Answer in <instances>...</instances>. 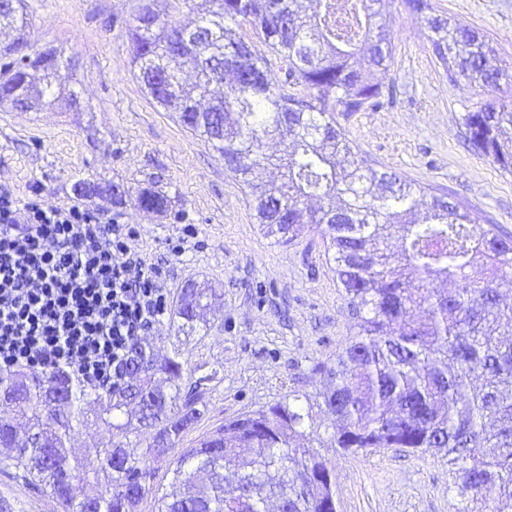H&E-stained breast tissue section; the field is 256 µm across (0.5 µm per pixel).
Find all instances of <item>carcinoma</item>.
I'll use <instances>...</instances> for the list:
<instances>
[{
  "label": "carcinoma",
  "mask_w": 512,
  "mask_h": 512,
  "mask_svg": "<svg viewBox=\"0 0 512 512\" xmlns=\"http://www.w3.org/2000/svg\"><path fill=\"white\" fill-rule=\"evenodd\" d=\"M27 0H0V25L13 39L0 43V109L43 107L48 102L80 112L67 87L71 61L55 49L36 52L30 41ZM197 13L192 26H172L160 10L144 8L127 27L129 54L153 102L178 115L224 159L225 169L248 189L257 223L284 243L306 224H321L336 276L356 315L353 334L334 362L312 370L324 385L294 390L279 401L224 422L177 458L176 491L159 498L158 512H266L274 498L281 512H336L333 448L355 456L396 448L441 456L459 497L457 512H512V236L443 197L419 199L422 187L368 165L338 127L335 113L378 104L381 86L363 70L388 69L390 25L379 0H319L309 14L304 0H182ZM431 32L435 57L456 83L496 90L504 74L496 51L475 29L435 13L429 0H405ZM253 25L285 66V81L268 60L245 49L233 26ZM196 42V80L182 84L172 46L184 35ZM469 143L512 173V100L498 99L462 117ZM287 144L285 180L268 183L260 171L273 164L263 141ZM81 197H108L121 205L130 190L112 182L79 181ZM137 202L168 208L164 193L137 191ZM398 253L390 250L393 236ZM436 281H452L443 293ZM217 300L204 284L180 290L176 330L192 333L197 311ZM184 362L175 350L149 364L121 390L87 393L70 372H0V390L12 397L0 410L28 418L17 440L0 416V446L9 466L29 484L50 489L64 512H132L147 489V466L169 454L199 418L198 393L183 389ZM56 382L67 407L44 392ZM333 418L321 434L315 416ZM101 423L114 431L108 447L69 455L74 426ZM150 428L158 439L133 454L130 435ZM473 448H486L479 458ZM232 469L236 484H200L199 470ZM100 486L95 497L85 485Z\"/></svg>",
  "instance_id": "carcinoma-1"
}]
</instances>
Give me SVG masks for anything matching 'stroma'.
<instances>
[{
  "mask_svg": "<svg viewBox=\"0 0 512 512\" xmlns=\"http://www.w3.org/2000/svg\"><path fill=\"white\" fill-rule=\"evenodd\" d=\"M147 0H27L35 49L53 47L74 62L73 79L88 109L0 111V193L47 205L75 201L72 186L91 179L169 196L167 212L135 198L84 206L135 228L137 242L166 262L172 290L194 279L217 289L206 325L179 334L161 324L148 335L160 354L180 347L188 381L208 376L201 416L182 436L195 447L224 421L314 391L313 362L334 361L353 318L326 254L321 226L306 225L282 244L257 223L249 196L211 145L154 104L134 73L126 26ZM437 13L477 28L512 78V0H431ZM393 31L388 72L365 71L380 84L377 108L341 116L361 156L512 234V173L465 139L462 117L491 93L450 80L430 50V32L402 0H383ZM335 466L338 512H456L445 460L394 448L342 457ZM8 512H63L46 492L0 466V503Z\"/></svg>",
  "mask_w": 512,
  "mask_h": 512,
  "instance_id": "35a3bbf8",
  "label": "stroma"
}]
</instances>
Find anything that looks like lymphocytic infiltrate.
<instances>
[{"label": "lymphocytic infiltrate", "mask_w": 512, "mask_h": 512, "mask_svg": "<svg viewBox=\"0 0 512 512\" xmlns=\"http://www.w3.org/2000/svg\"><path fill=\"white\" fill-rule=\"evenodd\" d=\"M134 238L81 204L1 193L0 369L65 368L85 389L120 388L171 296L162 261Z\"/></svg>", "instance_id": "f902f5d3"}]
</instances>
